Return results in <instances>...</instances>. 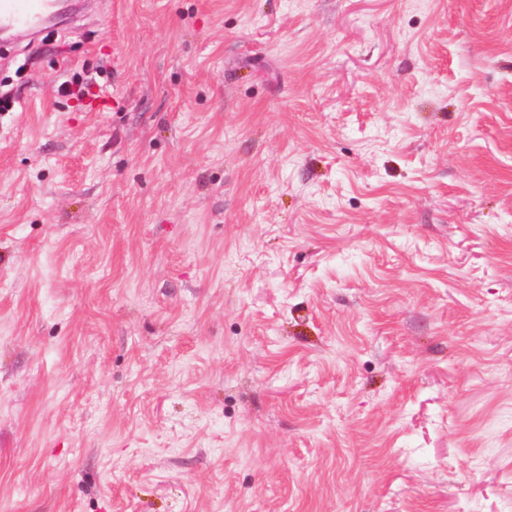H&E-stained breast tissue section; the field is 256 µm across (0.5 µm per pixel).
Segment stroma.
Instances as JSON below:
<instances>
[{
    "label": "stroma",
    "instance_id": "1",
    "mask_svg": "<svg viewBox=\"0 0 512 512\" xmlns=\"http://www.w3.org/2000/svg\"><path fill=\"white\" fill-rule=\"evenodd\" d=\"M38 39L0 47V512H512V0Z\"/></svg>",
    "mask_w": 512,
    "mask_h": 512
}]
</instances>
